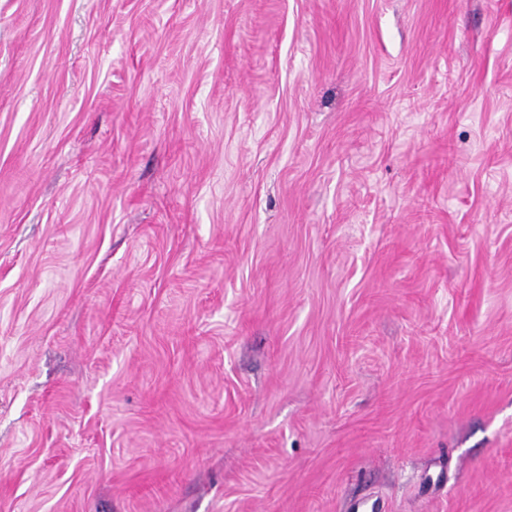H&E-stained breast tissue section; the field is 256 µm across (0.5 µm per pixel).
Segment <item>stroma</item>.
Here are the masks:
<instances>
[{
    "instance_id": "stroma-1",
    "label": "stroma",
    "mask_w": 512,
    "mask_h": 512,
    "mask_svg": "<svg viewBox=\"0 0 512 512\" xmlns=\"http://www.w3.org/2000/svg\"><path fill=\"white\" fill-rule=\"evenodd\" d=\"M0 512H512V0H0Z\"/></svg>"
}]
</instances>
